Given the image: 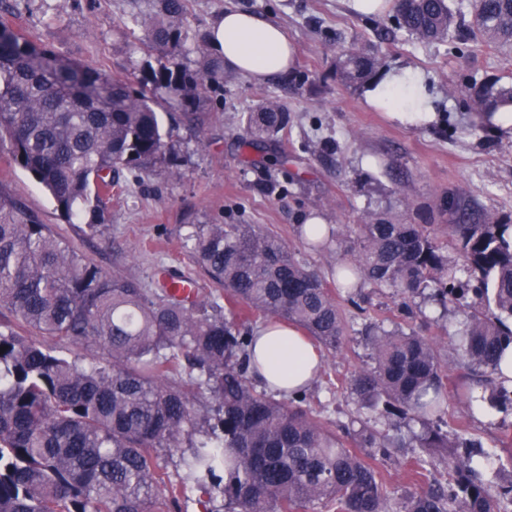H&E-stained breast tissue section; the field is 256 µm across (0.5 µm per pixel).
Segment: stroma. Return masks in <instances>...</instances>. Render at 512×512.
Wrapping results in <instances>:
<instances>
[{
    "instance_id": "obj_1",
    "label": "stroma",
    "mask_w": 512,
    "mask_h": 512,
    "mask_svg": "<svg viewBox=\"0 0 512 512\" xmlns=\"http://www.w3.org/2000/svg\"><path fill=\"white\" fill-rule=\"evenodd\" d=\"M6 2L10 23L30 42L108 77L134 80L157 61L130 19L131 13L154 11L156 0ZM227 9L279 24L294 62L261 83L225 69L223 84L204 102L213 120L202 131L181 121L176 100L163 102L178 177L163 166L141 184L121 176L103 203L105 228L91 236L68 223L1 147L0 187L105 271L148 284L163 266L196 281L205 296L219 288L182 247L187 225L256 224L277 234L297 259L325 274L340 303L349 340L341 352L322 354L310 392L327 418L346 422L357 405L345 383L370 363L362 341L366 324L385 319L415 328L435 338L446 360L474 300L444 303L430 289L406 300L398 289L363 281L354 306L334 271L358 253L359 226L372 216L448 225L464 207L512 221V135L479 124L469 94L475 85L512 83V54L471 42H421L397 27L392 11L362 14L351 0H187L190 36L208 33ZM352 51L377 57L384 71L408 67L421 73L439 95L433 120L402 125L368 106L364 83L348 79L342 66ZM266 100L277 101L289 116L271 147L287 157L283 168L264 163L261 152L243 143L248 113ZM313 213L336 231L321 250L311 249L299 233ZM404 303L411 316L401 312ZM483 396L479 388L469 398L449 396L448 429L496 452L504 435H512V411L483 415Z\"/></svg>"
}]
</instances>
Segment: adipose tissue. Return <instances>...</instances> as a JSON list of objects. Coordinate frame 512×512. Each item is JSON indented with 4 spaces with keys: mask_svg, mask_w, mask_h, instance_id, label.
I'll return each instance as SVG.
<instances>
[{
    "mask_svg": "<svg viewBox=\"0 0 512 512\" xmlns=\"http://www.w3.org/2000/svg\"><path fill=\"white\" fill-rule=\"evenodd\" d=\"M210 42L225 66L259 82L286 71L294 60L288 37L277 24L241 11L226 10L211 29ZM367 103L393 119L411 123L434 113L433 95L420 75L409 69L385 74L365 91ZM255 356L261 376L271 388L296 389L310 383L319 351L294 327L270 321L256 332Z\"/></svg>",
    "mask_w": 512,
    "mask_h": 512,
    "instance_id": "adipose-tissue-1",
    "label": "adipose tissue"
}]
</instances>
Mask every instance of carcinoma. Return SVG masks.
Here are the masks:
<instances>
[{"mask_svg":"<svg viewBox=\"0 0 512 512\" xmlns=\"http://www.w3.org/2000/svg\"><path fill=\"white\" fill-rule=\"evenodd\" d=\"M132 22L144 45L160 50L158 67L137 84L47 54L0 20V145L72 224L92 235L105 221L102 194L124 172L143 181L177 157L155 106L179 102L182 119L207 127L201 108L224 77L223 57L201 38L196 68L179 58L188 41L186 0H157ZM469 38L512 52V0H478ZM394 21L416 38L444 42L454 24L448 0H396ZM378 59L346 57L353 80ZM512 99V85L475 89L485 106ZM255 141L288 127V112L268 101L248 118ZM361 250L338 271L340 285L363 278L404 294L434 289L458 296L456 264L441 252L435 225L375 218L360 225ZM459 259L477 279V308L456 344L458 374H448L434 341L375 323L363 340L371 366L347 389L371 418L350 431L329 423L308 394L269 391L251 364V316L283 320L331 354L347 343L340 306L324 277L296 259L275 234L255 224H190V256L222 296L190 290L157 272V287L110 274L22 204L0 191V512H508L512 483L486 477L501 457L461 439L448 455V483L428 479L427 460L406 449L446 448L445 395L466 385L488 391L490 407L512 409V389L498 379L512 345V224L459 211L453 225ZM97 347L104 364L84 367L63 347ZM417 421L419 434L401 424ZM187 444L182 473L169 474L161 453ZM370 449L414 466L426 488L395 508L379 473L356 452ZM199 493L195 499L189 491Z\"/></svg>","mask_w":512,"mask_h":512,"instance_id":"carcinoma-1","label":"carcinoma"}]
</instances>
